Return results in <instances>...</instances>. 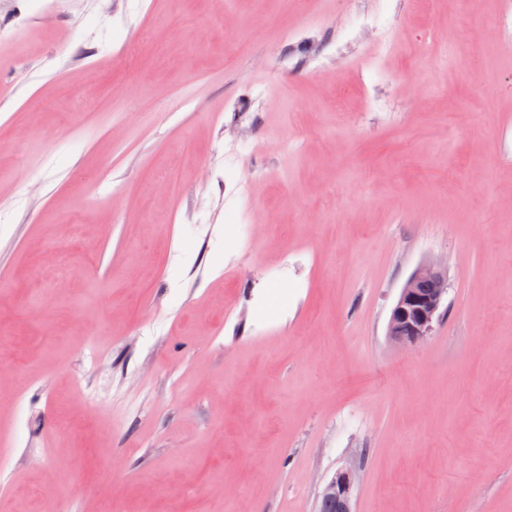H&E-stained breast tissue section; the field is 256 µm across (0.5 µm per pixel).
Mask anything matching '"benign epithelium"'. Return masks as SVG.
<instances>
[{"instance_id":"1","label":"benign epithelium","mask_w":512,"mask_h":512,"mask_svg":"<svg viewBox=\"0 0 512 512\" xmlns=\"http://www.w3.org/2000/svg\"><path fill=\"white\" fill-rule=\"evenodd\" d=\"M448 295L447 267L438 262L419 265L408 277L391 309L387 324L390 343L400 349L423 344L431 336ZM356 473L341 468L324 486L321 497L335 503L339 512H354Z\"/></svg>"}]
</instances>
